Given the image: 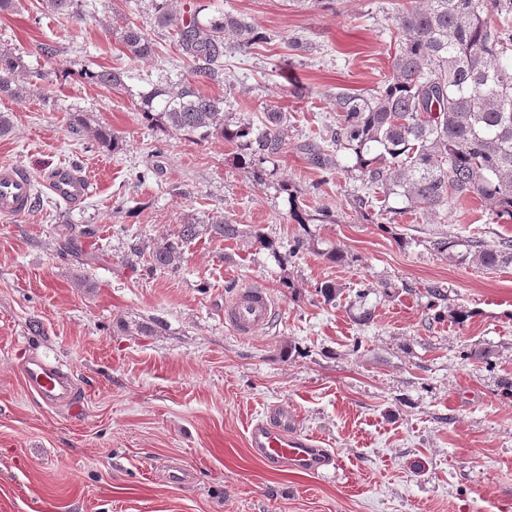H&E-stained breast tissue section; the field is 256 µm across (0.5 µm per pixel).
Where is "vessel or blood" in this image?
I'll return each instance as SVG.
<instances>
[{
  "label": "vessel or blood",
  "instance_id": "b4317fda",
  "mask_svg": "<svg viewBox=\"0 0 512 512\" xmlns=\"http://www.w3.org/2000/svg\"><path fill=\"white\" fill-rule=\"evenodd\" d=\"M47 188L57 199L78 203L92 193V182L80 170L64 166L52 170ZM35 198L28 173L17 166H0V216L26 217ZM275 304L266 288L247 286L236 290L224 304V322L236 334L250 336L268 325ZM27 389L50 406L72 405L77 392L69 373L37 356L22 364ZM247 445L251 455L270 468H289L306 473L334 469L336 460L316 447L311 436L297 434L294 418L286 406H273L267 414L250 423Z\"/></svg>",
  "mask_w": 512,
  "mask_h": 512
}]
</instances>
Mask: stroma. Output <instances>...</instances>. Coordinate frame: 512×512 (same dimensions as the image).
<instances>
[{
  "label": "stroma",
  "mask_w": 512,
  "mask_h": 512,
  "mask_svg": "<svg viewBox=\"0 0 512 512\" xmlns=\"http://www.w3.org/2000/svg\"><path fill=\"white\" fill-rule=\"evenodd\" d=\"M411 3L173 0L180 16L227 12L270 36L225 49L222 79L199 85L224 98L234 126L271 108L287 114L279 169L259 178L235 144L143 120L141 91L192 76L148 0H95L78 18L41 0L0 12V48L21 57L27 88L19 100L0 96L11 121L0 166L25 169L35 192L25 219L0 217V512H512V398L502 388L512 379V264L477 269L431 246L512 238V221L477 198L426 215L393 196L372 223L351 204L356 173L323 180L301 149L335 123L330 93L380 86L395 18ZM129 22L155 55L121 52L111 31ZM291 38L309 43L305 58L288 59ZM43 43L55 55H41ZM103 67L127 71L128 92L84 80ZM296 84L305 97L292 96ZM102 127L120 149L98 145ZM61 164L91 175V197L71 205L50 193ZM294 203L326 221L296 224ZM220 214L238 238L201 233L177 271L148 269L144 250ZM258 233L311 245L275 254ZM332 247L342 262L326 258ZM325 281L341 287L335 301L318 293ZM255 283L278 309L245 338L225 326L224 301ZM431 286L447 301L432 303ZM452 309L467 319L452 321ZM476 345L496 350L492 365L468 358ZM31 354L71 372L74 409L28 391L21 364ZM280 403L336 470H272L251 456L249 422ZM175 461L190 484L165 482Z\"/></svg>",
  "instance_id": "1"
}]
</instances>
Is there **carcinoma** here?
Wrapping results in <instances>:
<instances>
[{"instance_id":"carcinoma-1","label":"carcinoma","mask_w":512,"mask_h":512,"mask_svg":"<svg viewBox=\"0 0 512 512\" xmlns=\"http://www.w3.org/2000/svg\"><path fill=\"white\" fill-rule=\"evenodd\" d=\"M151 9L156 27L175 32L200 82L221 76L224 48L246 50L265 38L232 14L204 20L195 15L184 23L169 0H151ZM395 22L398 49L381 87L367 96L336 93V124L321 143H306L303 150L329 175L339 167L337 152L354 154L366 192L355 195L352 206L363 215H383L375 211L378 193L400 194L410 208L423 210L477 195L512 220V0H420ZM111 35L131 59L154 54V43L135 23ZM23 69L20 58L0 48L1 94L23 98ZM125 78L115 68L88 74L91 83L115 92L126 90ZM140 98L146 119L167 132L234 142L244 165L273 160L288 136V117L276 110L257 130L250 124L230 128L224 99L203 94L193 82H161ZM207 230L222 240L240 234L222 216L211 218ZM198 234V225H182L177 241L154 246L147 263L153 269L180 263L179 243ZM433 248L480 268L512 264V239L488 245L477 237H443Z\"/></svg>"}]
</instances>
